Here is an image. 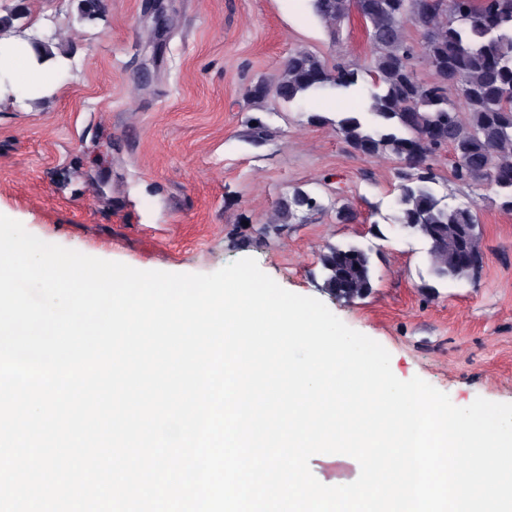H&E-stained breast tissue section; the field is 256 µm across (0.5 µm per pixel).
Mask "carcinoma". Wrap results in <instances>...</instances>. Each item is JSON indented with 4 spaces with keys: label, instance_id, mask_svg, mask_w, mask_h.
<instances>
[{
    "label": "carcinoma",
    "instance_id": "carcinoma-1",
    "mask_svg": "<svg viewBox=\"0 0 512 512\" xmlns=\"http://www.w3.org/2000/svg\"><path fill=\"white\" fill-rule=\"evenodd\" d=\"M331 28L361 13L372 48L366 68L338 58L333 64L298 51L279 80L256 82L257 101L296 103L330 87L351 94L373 85L358 109L336 113V134L363 159L389 156L399 163L395 185L398 221L428 244L431 275L467 280L483 259L477 213L441 204L433 185L446 151L462 184L494 188L500 207L512 211V0H311ZM417 37L408 38L407 27ZM432 71L429 80L417 72ZM454 90L463 106L448 99ZM320 208L297 188L278 217ZM326 288L352 302L372 288L370 253L356 245H331L320 257Z\"/></svg>",
    "mask_w": 512,
    "mask_h": 512
}]
</instances>
